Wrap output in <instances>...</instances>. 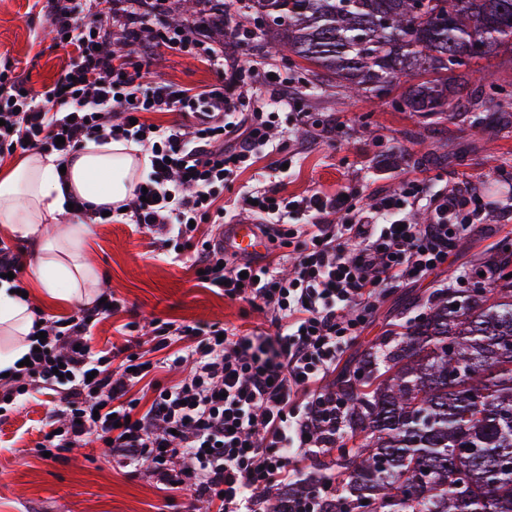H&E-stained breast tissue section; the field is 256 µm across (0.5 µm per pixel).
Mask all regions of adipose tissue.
Returning <instances> with one entry per match:
<instances>
[{
	"label": "adipose tissue",
	"mask_w": 512,
	"mask_h": 512,
	"mask_svg": "<svg viewBox=\"0 0 512 512\" xmlns=\"http://www.w3.org/2000/svg\"><path fill=\"white\" fill-rule=\"evenodd\" d=\"M143 162L137 145L90 141L62 178L53 157L37 152L0 169V227L33 237V274L50 298L87 299V283L93 276L83 258L90 227L72 222L64 206L68 196L96 207L121 206L130 199ZM32 326L29 302L13 293L8 283H0V330L12 338L0 353V370L28 353Z\"/></svg>",
	"instance_id": "adipose-tissue-1"
}]
</instances>
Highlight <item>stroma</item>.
<instances>
[{
  "label": "stroma",
  "mask_w": 512,
  "mask_h": 512,
  "mask_svg": "<svg viewBox=\"0 0 512 512\" xmlns=\"http://www.w3.org/2000/svg\"><path fill=\"white\" fill-rule=\"evenodd\" d=\"M233 12L246 13L257 34L254 56L277 66L293 84L296 107L280 120L276 143L294 156L288 176L277 179L261 160L224 185L225 208L248 188L263 182L282 194L346 190L367 199L391 191L407 177L429 180L433 189L461 181L478 185L495 206L512 204V112H455L432 123L414 112H396L374 98L351 99L333 80H312L274 53V34L243 0H224ZM69 60L58 46L39 0H0V68L22 75L34 91L51 84ZM150 75L202 90L222 85L224 74L200 58L164 46L154 48ZM512 245V228L478 224L450 252L447 264L425 280L388 291L372 322L345 352L341 369L354 368L361 356L393 323L413 318L417 300L439 285L466 275L469 287L490 254ZM85 260L96 272L95 295L109 294L121 308L91 330L95 349L123 347L131 327L159 320L178 325L219 322L244 332L272 335L269 316L247 302L224 298L196 279L187 260H175L172 247L155 241L133 224L119 220L95 224ZM51 398L37 396L0 418V512H190V499L163 492L149 466L138 471L114 463L93 440L55 460L37 450Z\"/></svg>",
  "instance_id": "stroma-1"
}]
</instances>
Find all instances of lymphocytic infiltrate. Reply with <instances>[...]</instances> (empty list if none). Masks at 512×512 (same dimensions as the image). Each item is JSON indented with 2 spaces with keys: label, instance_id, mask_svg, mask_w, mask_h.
Listing matches in <instances>:
<instances>
[{
  "label": "lymphocytic infiltrate",
  "instance_id": "1",
  "mask_svg": "<svg viewBox=\"0 0 512 512\" xmlns=\"http://www.w3.org/2000/svg\"><path fill=\"white\" fill-rule=\"evenodd\" d=\"M161 0H46L53 39L70 47L60 76L42 92L0 70V156L36 150L58 164L86 141L141 145L148 162L126 205L147 232L180 240L206 287L266 310L275 332L256 336L215 324H153L152 348L173 349L172 365L190 363L184 379L153 382L140 409L132 389L148 374L142 361L113 364L94 349L95 322L120 308L114 297L52 319L36 314L29 365L0 376V401L19 404L46 390L59 397L58 432L39 451L59 455L87 438L107 443L123 466L152 462L164 489L190 492L206 512H256L259 499L296 482V463L333 447L343 434L345 404L325 383L345 350L363 333L386 289L433 275L474 225L507 219L474 187L430 190L406 178L371 204L357 197L315 192L287 197L258 186L239 201L258 218L281 252L262 260L226 254L224 209L218 200L227 177L268 157L278 108L291 105L289 81L251 78L263 59L238 63L198 37L197 27L156 28ZM113 27L133 46L155 42L204 58L230 72L228 91H195L165 81L144 82L148 57L112 55ZM150 112H181L192 125L151 127ZM64 144H57V137ZM428 208L432 220L410 223L407 212ZM210 224L204 239L195 227ZM290 275H282L283 263Z\"/></svg>",
  "mask_w": 512,
  "mask_h": 512
}]
</instances>
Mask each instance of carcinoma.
<instances>
[{
  "instance_id": "obj_1",
  "label": "carcinoma",
  "mask_w": 512,
  "mask_h": 512,
  "mask_svg": "<svg viewBox=\"0 0 512 512\" xmlns=\"http://www.w3.org/2000/svg\"><path fill=\"white\" fill-rule=\"evenodd\" d=\"M250 2L276 27L275 53L338 79L351 98L429 120L512 108L505 86L466 82L479 61L512 50V0ZM485 273L487 288L429 295L339 375L348 441L324 476L336 493L317 512H512V270L495 260ZM312 492L296 485L264 510L288 512Z\"/></svg>"
}]
</instances>
